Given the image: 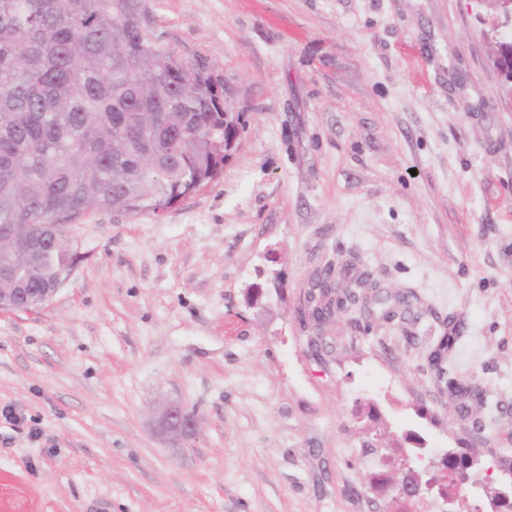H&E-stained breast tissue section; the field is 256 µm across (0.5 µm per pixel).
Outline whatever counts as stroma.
Listing matches in <instances>:
<instances>
[{
  "instance_id": "1",
  "label": "stroma",
  "mask_w": 512,
  "mask_h": 512,
  "mask_svg": "<svg viewBox=\"0 0 512 512\" xmlns=\"http://www.w3.org/2000/svg\"><path fill=\"white\" fill-rule=\"evenodd\" d=\"M243 130L163 218L73 220L81 262L0 311V512H393L362 448L512 454V94L484 0H147ZM333 268L355 306L313 356ZM462 324L451 376L427 356ZM195 436L157 433L168 404ZM484 427L476 439L473 422Z\"/></svg>"
}]
</instances>
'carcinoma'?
<instances>
[{
    "label": "carcinoma",
    "instance_id": "carcinoma-1",
    "mask_svg": "<svg viewBox=\"0 0 512 512\" xmlns=\"http://www.w3.org/2000/svg\"><path fill=\"white\" fill-rule=\"evenodd\" d=\"M146 0H0V225L166 211L224 168V84L156 44ZM17 257L0 254V288ZM69 262L51 252L53 273ZM448 490L434 471L401 482Z\"/></svg>",
    "mask_w": 512,
    "mask_h": 512
}]
</instances>
